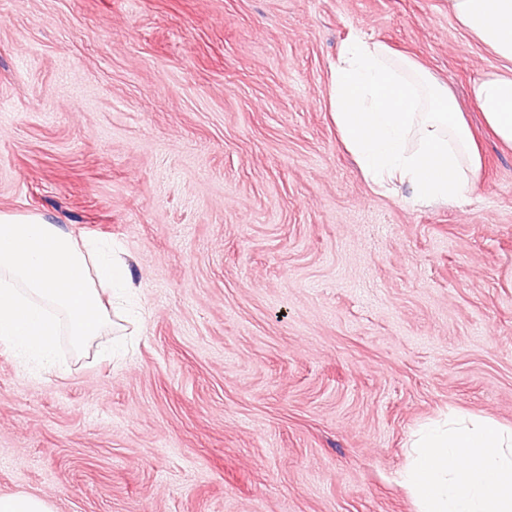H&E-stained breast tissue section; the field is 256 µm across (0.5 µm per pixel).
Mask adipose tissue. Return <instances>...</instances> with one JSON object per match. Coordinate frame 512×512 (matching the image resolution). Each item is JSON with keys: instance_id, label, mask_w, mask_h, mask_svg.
Returning <instances> with one entry per match:
<instances>
[{"instance_id": "obj_1", "label": "adipose tissue", "mask_w": 512, "mask_h": 512, "mask_svg": "<svg viewBox=\"0 0 512 512\" xmlns=\"http://www.w3.org/2000/svg\"><path fill=\"white\" fill-rule=\"evenodd\" d=\"M448 10L512 62V0H448ZM336 129L375 192L409 188L415 204L461 205L481 166L477 142L445 88L414 60L359 35L331 71ZM486 127L512 149V70L476 80ZM131 281L108 243L75 240L41 216L0 214V344L42 365L59 330L83 350L112 323ZM400 480L418 512H512V429L449 415L418 430Z\"/></svg>"}]
</instances>
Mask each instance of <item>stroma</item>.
Instances as JSON below:
<instances>
[{"label":"stroma","mask_w":512,"mask_h":512,"mask_svg":"<svg viewBox=\"0 0 512 512\" xmlns=\"http://www.w3.org/2000/svg\"><path fill=\"white\" fill-rule=\"evenodd\" d=\"M356 32L473 129L507 61L448 0H0V213L118 244L143 307L0 347V496L54 512H418L448 409L512 426V150L466 205L375 193L329 106ZM1 512H53L52 505L36 495H18L0 498Z\"/></svg>","instance_id":"obj_1"}]
</instances>
